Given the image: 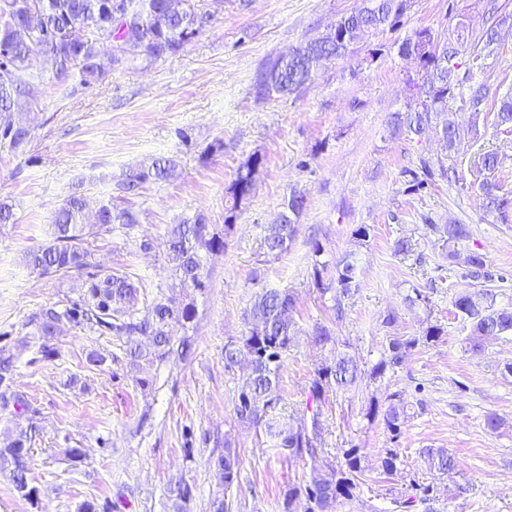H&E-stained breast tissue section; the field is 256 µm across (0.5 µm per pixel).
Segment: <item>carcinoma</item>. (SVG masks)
Segmentation results:
<instances>
[{
	"instance_id": "cac0c4a2",
	"label": "carcinoma",
	"mask_w": 512,
	"mask_h": 512,
	"mask_svg": "<svg viewBox=\"0 0 512 512\" xmlns=\"http://www.w3.org/2000/svg\"><path fill=\"white\" fill-rule=\"evenodd\" d=\"M408 0H362V5L341 16L327 27V33L313 43L297 47L286 58L269 60L258 73L254 90L261 99L288 96L310 83L318 68L326 61L343 58L350 46L370 32L394 30L404 17ZM216 21L215 14L195 8L192 0H0V149L16 151L33 138L34 127L23 120V110L39 104L41 88L35 82L23 83L18 74L32 55L43 56L41 79L64 82L77 73L85 85L103 76L98 62V47L112 41V68L124 69L136 63L149 65L181 55L207 28L205 22ZM512 26V14L501 11L498 0H486L481 24L458 20L448 35L436 36L428 28L414 32L403 41L398 52L403 56L416 53L422 73L416 83V99L405 112L392 116L393 132L422 136L437 126L440 114L447 111L457 95L465 93L472 117V127L494 115V125L512 128V95H499L488 80L474 79L483 72L487 60L498 49V31ZM460 128L444 126L439 142L446 153L455 150L460 141ZM263 165V157L250 155L242 162L227 188L233 200L224 216V232L237 220V211L253 191L252 174ZM173 158H159L148 166L132 169L115 181V202L103 204L92 215L85 214L84 193L70 194L52 219L51 239L40 248L25 253L26 265L40 276L77 275L85 278L83 295L60 306L49 304L33 317L36 336L41 340L43 357L56 354L51 342L60 326L69 323L89 328L99 335L128 337L126 355L132 363L163 360L172 353L185 358L192 342L176 339L173 327L194 321L196 311L188 303L175 310L169 304L154 300L139 307L138 287L119 273L100 276L90 271L89 245L103 240L118 229L129 235L139 224V214L130 199L139 196L147 183L165 182L177 172ZM501 159L492 151L478 157L471 170L483 196L488 214L504 222L512 213V195L505 192L500 178ZM407 191L417 193L436 183V179L462 180L457 171L442 161L423 159L415 170H408ZM307 197L292 191L284 201L274 223L264 228L261 247L268 257L276 258L288 250L293 241ZM424 226L448 244V257L457 258L453 246L470 237L467 224H437L426 216ZM226 238L210 229L206 218L198 214L192 220L170 225L166 230L168 257L176 262L175 277L185 288L204 290L207 270L204 259L224 251ZM324 252L322 244L313 245L311 281L319 298L332 294L331 310L341 319L348 301L355 293V264L344 257L329 266L318 260ZM464 277L485 282L494 280L485 254L472 251L461 260ZM334 274L328 275V268ZM453 306L471 325L468 345L481 348L484 339L512 332V309H496L485 304L479 295H456ZM296 299L288 288H262L254 295L244 313L245 327L241 336L224 344V364L231 367L244 354L253 360L250 372L242 380L235 420L252 425L272 447L284 452L288 459L323 460L327 478L316 485H290L283 492L279 512H336V504L358 497L367 481L366 455L361 448H348L343 460L324 457V423L322 406L328 393L348 391L365 380H382L409 358L419 344L431 345L441 340L444 329L429 325L419 336H393L383 345L380 358L367 371L347 353L334 354L316 364L311 372L305 407L298 423L282 415L280 405L281 370L291 349L296 345L300 328L292 316ZM25 400L13 388L12 357L0 351V408L18 411ZM423 403L409 401L401 391L388 393L383 403L369 404L365 416L369 420L382 417L390 440L395 442L413 411ZM32 431L20 430L4 446H0V462L11 465V481L22 497L32 501L35 487L30 485L28 459ZM421 460L442 474L457 472L459 462L445 448L419 449ZM224 481V492L238 487L242 459L232 450L229 437L224 449L211 460ZM379 469L387 478L405 479L400 469V455L395 448L379 453ZM410 491L392 498V512H415L417 503L431 500L430 486L409 480ZM193 497L192 486L178 479L170 483L169 502L172 512H184ZM314 509L298 510L300 500Z\"/></svg>"
}]
</instances>
